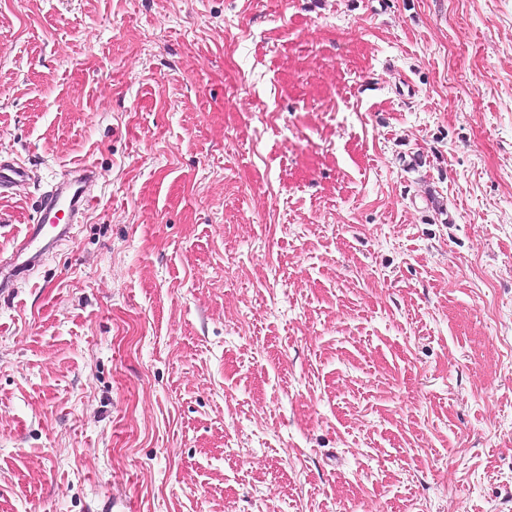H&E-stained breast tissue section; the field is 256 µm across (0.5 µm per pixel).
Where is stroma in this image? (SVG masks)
Segmentation results:
<instances>
[{
	"mask_svg": "<svg viewBox=\"0 0 512 512\" xmlns=\"http://www.w3.org/2000/svg\"><path fill=\"white\" fill-rule=\"evenodd\" d=\"M0 512H512V0H0ZM31 180V171L22 163L7 161L0 163V194L25 187ZM98 178L97 170L89 164L78 165L56 178L39 200L37 219L30 224L26 235L17 243L9 260L2 261L0 292L28 275L46 254L73 236L75 224L84 222L91 205L89 186ZM67 221L61 224L62 217ZM3 270L5 273L3 274Z\"/></svg>",
	"mask_w": 512,
	"mask_h": 512,
	"instance_id": "stroma-1",
	"label": "stroma"
}]
</instances>
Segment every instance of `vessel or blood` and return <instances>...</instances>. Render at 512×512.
Returning a JSON list of instances; mask_svg holds the SVG:
<instances>
[{
  "instance_id": "vessel-or-blood-1",
  "label": "vessel or blood",
  "mask_w": 512,
  "mask_h": 512,
  "mask_svg": "<svg viewBox=\"0 0 512 512\" xmlns=\"http://www.w3.org/2000/svg\"><path fill=\"white\" fill-rule=\"evenodd\" d=\"M98 178L97 170L82 164L56 178L39 200L34 224L17 243L9 260L0 264V292L26 277L46 254L73 236L76 224L84 222L91 205L89 187ZM30 170L22 163H0V193L25 187Z\"/></svg>"
}]
</instances>
